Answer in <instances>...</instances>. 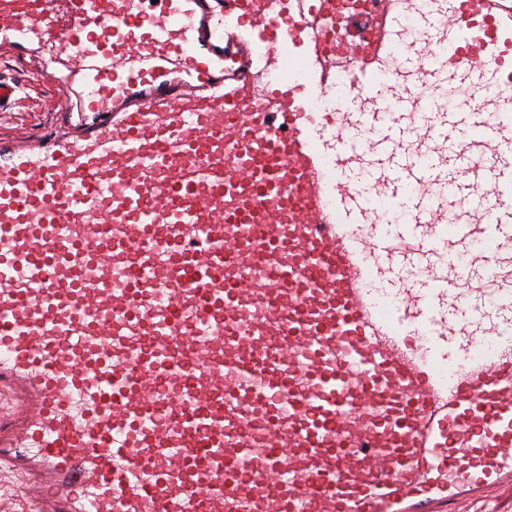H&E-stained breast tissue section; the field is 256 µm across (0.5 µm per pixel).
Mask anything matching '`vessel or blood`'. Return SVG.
<instances>
[{"instance_id":"vessel-or-blood-1","label":"vessel or blood","mask_w":512,"mask_h":512,"mask_svg":"<svg viewBox=\"0 0 512 512\" xmlns=\"http://www.w3.org/2000/svg\"><path fill=\"white\" fill-rule=\"evenodd\" d=\"M327 4L0 0V46L64 103L0 138V471L36 512L512 487V91L440 93L512 73V0L434 14L446 54L413 72L414 0L331 51Z\"/></svg>"}]
</instances>
